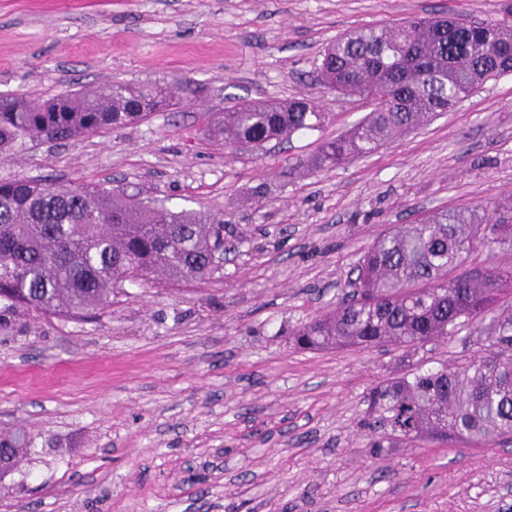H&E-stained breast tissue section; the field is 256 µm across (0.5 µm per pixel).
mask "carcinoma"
Segmentation results:
<instances>
[{"mask_svg": "<svg viewBox=\"0 0 512 512\" xmlns=\"http://www.w3.org/2000/svg\"><path fill=\"white\" fill-rule=\"evenodd\" d=\"M512 73V21L461 27L450 17H413L367 26L333 41L317 72L325 88L364 97L384 91L349 133L326 141L316 165L372 153L399 132L454 108L469 90ZM161 93L114 81L0 112V154L41 140H69L146 119ZM325 119L307 97L251 101L205 116L204 132L229 149H257L318 128ZM221 222L203 211H172L81 182L0 181V320L20 311L77 318L103 308L128 279L190 283L216 267ZM512 251V223L492 222L488 206L441 209L377 238L357 263L335 308L299 327L305 350L395 346L416 351L452 339L492 316L486 355L448 369L418 367L371 389V447L415 441L493 448L512 441V269L459 271L494 247ZM26 432L0 433V452L22 462Z\"/></svg>", "mask_w": 512, "mask_h": 512, "instance_id": "1", "label": "carcinoma"}]
</instances>
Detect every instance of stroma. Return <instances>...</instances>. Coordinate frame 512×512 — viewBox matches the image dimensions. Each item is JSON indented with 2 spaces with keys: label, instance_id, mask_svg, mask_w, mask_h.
<instances>
[{
  "label": "stroma",
  "instance_id": "35a3bbf8",
  "mask_svg": "<svg viewBox=\"0 0 512 512\" xmlns=\"http://www.w3.org/2000/svg\"><path fill=\"white\" fill-rule=\"evenodd\" d=\"M512 0H0V100L119 81L179 84L146 120L0 158V179L120 189L224 220V264L189 284L125 282L80 319L0 325V429L34 450L0 512H512V443L369 446L367 395L484 354L477 334L402 349L302 351L380 233L437 209L512 208V75L364 157L318 168L369 101L313 75L341 33L410 16L496 22ZM305 96L323 125L232 152L203 116Z\"/></svg>",
  "mask_w": 512,
  "mask_h": 512
}]
</instances>
